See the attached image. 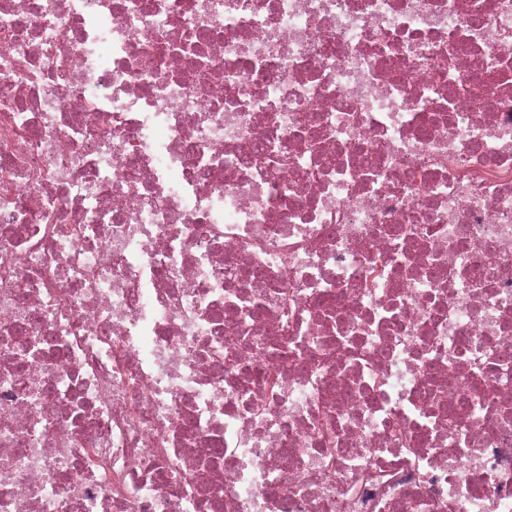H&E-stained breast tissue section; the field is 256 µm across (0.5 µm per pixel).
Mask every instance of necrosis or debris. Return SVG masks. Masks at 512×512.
<instances>
[{"label": "necrosis or debris", "mask_w": 512, "mask_h": 512, "mask_svg": "<svg viewBox=\"0 0 512 512\" xmlns=\"http://www.w3.org/2000/svg\"><path fill=\"white\" fill-rule=\"evenodd\" d=\"M0 512H512V0H0Z\"/></svg>", "instance_id": "4bbe7bcc"}]
</instances>
